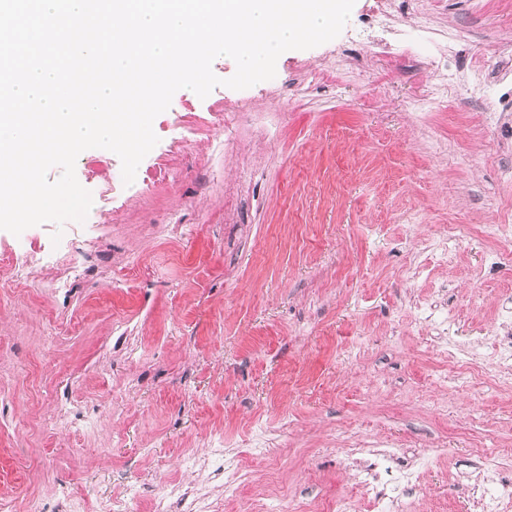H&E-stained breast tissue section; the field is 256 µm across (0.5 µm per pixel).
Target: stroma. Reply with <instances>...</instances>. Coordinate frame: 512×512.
I'll use <instances>...</instances> for the list:
<instances>
[{
  "label": "stroma",
  "mask_w": 512,
  "mask_h": 512,
  "mask_svg": "<svg viewBox=\"0 0 512 512\" xmlns=\"http://www.w3.org/2000/svg\"><path fill=\"white\" fill-rule=\"evenodd\" d=\"M356 0L335 39L282 53L278 81L177 91L128 185L91 148L78 245L88 277L0 289V497L95 512L152 498L209 435L240 475L223 512H371L358 448H440L392 512H474L466 476L512 470V378L493 366L512 307V0ZM454 48L447 76L401 44ZM224 153L210 155L212 142ZM449 236L447 254L430 239ZM106 418L66 427L63 388ZM99 512H144L148 511L144 506L140 492L136 489H127L126 494L120 499L117 508L112 509V501L106 500L99 503Z\"/></svg>",
  "instance_id": "1"
}]
</instances>
